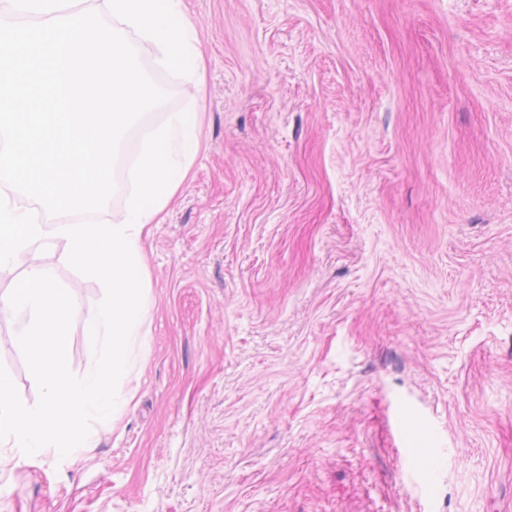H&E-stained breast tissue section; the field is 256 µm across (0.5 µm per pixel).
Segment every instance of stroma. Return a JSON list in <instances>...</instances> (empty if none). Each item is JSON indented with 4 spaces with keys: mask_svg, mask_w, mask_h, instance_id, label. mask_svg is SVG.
<instances>
[{
    "mask_svg": "<svg viewBox=\"0 0 512 512\" xmlns=\"http://www.w3.org/2000/svg\"><path fill=\"white\" fill-rule=\"evenodd\" d=\"M200 149L144 241L133 398L79 456L0 447V512H512V0H184ZM79 301L62 242L21 253ZM0 315V363L39 391Z\"/></svg>",
    "mask_w": 512,
    "mask_h": 512,
    "instance_id": "1",
    "label": "stroma"
}]
</instances>
